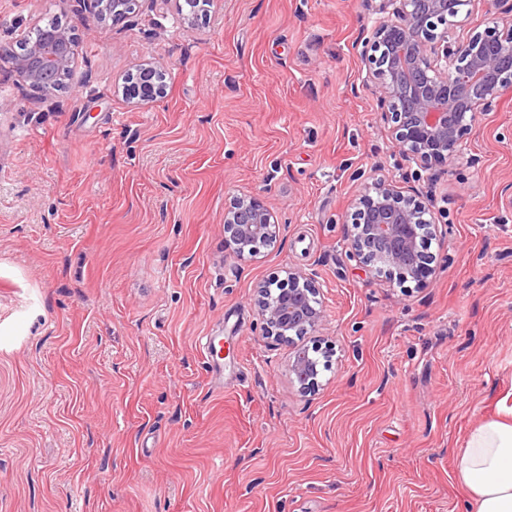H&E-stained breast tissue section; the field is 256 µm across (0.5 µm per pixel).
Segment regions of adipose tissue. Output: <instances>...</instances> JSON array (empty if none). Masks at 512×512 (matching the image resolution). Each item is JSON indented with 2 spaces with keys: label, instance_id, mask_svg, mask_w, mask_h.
Here are the masks:
<instances>
[{
  "label": "adipose tissue",
  "instance_id": "obj_1",
  "mask_svg": "<svg viewBox=\"0 0 512 512\" xmlns=\"http://www.w3.org/2000/svg\"><path fill=\"white\" fill-rule=\"evenodd\" d=\"M457 480L470 512H512V391L500 397L496 417L468 432Z\"/></svg>",
  "mask_w": 512,
  "mask_h": 512
}]
</instances>
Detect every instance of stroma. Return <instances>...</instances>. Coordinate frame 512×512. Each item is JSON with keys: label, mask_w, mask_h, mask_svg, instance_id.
<instances>
[{"label": "stroma", "mask_w": 512, "mask_h": 512, "mask_svg": "<svg viewBox=\"0 0 512 512\" xmlns=\"http://www.w3.org/2000/svg\"><path fill=\"white\" fill-rule=\"evenodd\" d=\"M179 6L0 0V45L49 15L79 41L65 91L0 73V512H465L464 437L512 389V94L416 181L360 86L366 0ZM146 60L168 88L139 104ZM381 175L445 226L426 287L343 238ZM255 193L277 240L238 259L224 206ZM291 268L325 321L274 346L255 288ZM298 343L333 352L309 394ZM90 13L99 19H110L112 24L126 21L135 12L137 0H83ZM85 3V4H86ZM164 74L152 62L147 61L138 66L135 72L127 75L122 94L129 100L139 102H154L166 95L164 80H156L155 75Z\"/></svg>", "instance_id": "obj_1"}]
</instances>
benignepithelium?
I'll list each match as a JSON object with an SVG mask.
<instances>
[{
  "mask_svg": "<svg viewBox=\"0 0 512 512\" xmlns=\"http://www.w3.org/2000/svg\"><path fill=\"white\" fill-rule=\"evenodd\" d=\"M90 13L119 24L135 12L137 0H84ZM471 5L491 18L481 31L463 40L462 7ZM370 35L360 56L362 88L375 98L399 154L426 171L461 160L466 136L476 121L493 113L502 93L512 90V0H378ZM78 41L62 28L25 40V50L0 47V72L35 90L62 89L72 69ZM147 61L127 75L122 94L129 100L154 102L166 95ZM351 227L345 240L373 280L395 273L424 287L431 256L422 248L428 238H442L432 207L421 192L405 189L390 177H377L351 199ZM274 213L258 195L234 196L224 209V237L238 259L256 245L276 241ZM308 274L288 270L277 292L258 287V316L263 336L274 345L287 343L321 326L324 310ZM320 350L297 346L288 371L301 392L318 386Z\"/></svg>",
  "mask_w": 512,
  "mask_h": 512,
  "instance_id": "7a95c632",
  "label": "benign epithelium"
}]
</instances>
